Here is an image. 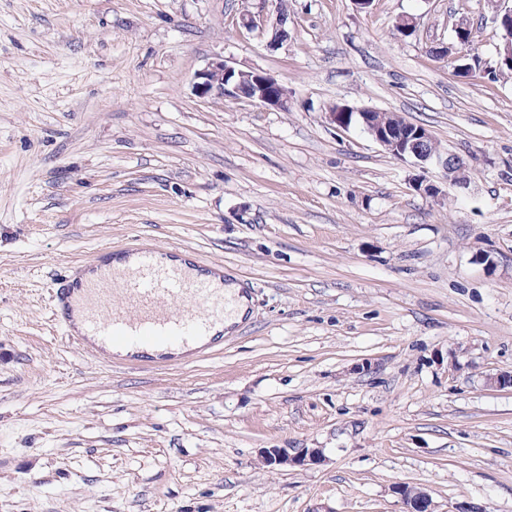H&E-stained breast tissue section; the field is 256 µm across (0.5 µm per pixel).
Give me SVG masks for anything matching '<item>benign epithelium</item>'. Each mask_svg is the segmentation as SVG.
Returning a JSON list of instances; mask_svg holds the SVG:
<instances>
[{
  "instance_id": "1",
  "label": "benign epithelium",
  "mask_w": 512,
  "mask_h": 512,
  "mask_svg": "<svg viewBox=\"0 0 512 512\" xmlns=\"http://www.w3.org/2000/svg\"><path fill=\"white\" fill-rule=\"evenodd\" d=\"M493 20L504 32L503 62L512 65V7L496 6ZM469 41V28L460 23L455 29V44L441 45L439 49L448 51L451 60L457 62L454 66L455 75L466 78L473 72L471 65L462 64ZM192 91L200 99H227L234 102H244L265 108L285 109L288 106V88L273 76L261 71H244L229 65L224 58L215 57L193 76ZM361 121L358 125L388 154L416 165H434L442 169L448 181L458 189H468L469 182L458 179V174L466 168L463 159L448 153L446 157H434L420 151L419 143L431 137L425 127H418L408 137L398 134L393 128L380 125L371 119L368 112L359 113ZM264 462L271 467L284 465L304 467L316 465L325 460L322 448H267L263 450ZM396 493L406 503L408 512H413L418 503L430 506L427 496L408 486L399 485Z\"/></svg>"
}]
</instances>
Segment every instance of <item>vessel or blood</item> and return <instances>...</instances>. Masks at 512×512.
Returning a JSON list of instances; mask_svg holds the SVG:
<instances>
[{
	"mask_svg": "<svg viewBox=\"0 0 512 512\" xmlns=\"http://www.w3.org/2000/svg\"><path fill=\"white\" fill-rule=\"evenodd\" d=\"M53 298L54 321L84 352L168 365L216 336L237 304L223 267L185 248L146 243L99 249L62 276Z\"/></svg>",
	"mask_w": 512,
	"mask_h": 512,
	"instance_id": "b4317fda",
	"label": "vessel or blood"
}]
</instances>
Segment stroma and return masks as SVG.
<instances>
[{
  "instance_id": "stroma-1",
  "label": "stroma",
  "mask_w": 512,
  "mask_h": 512,
  "mask_svg": "<svg viewBox=\"0 0 512 512\" xmlns=\"http://www.w3.org/2000/svg\"><path fill=\"white\" fill-rule=\"evenodd\" d=\"M277 0H0V512H512V79L429 53L490 0H288V39L236 27ZM417 27L397 35L400 15ZM284 110L205 101L215 57ZM396 112L467 163L386 153L333 103ZM186 247L249 311L177 365L84 354L55 280L101 247ZM267 448L325 462L267 466Z\"/></svg>"
}]
</instances>
